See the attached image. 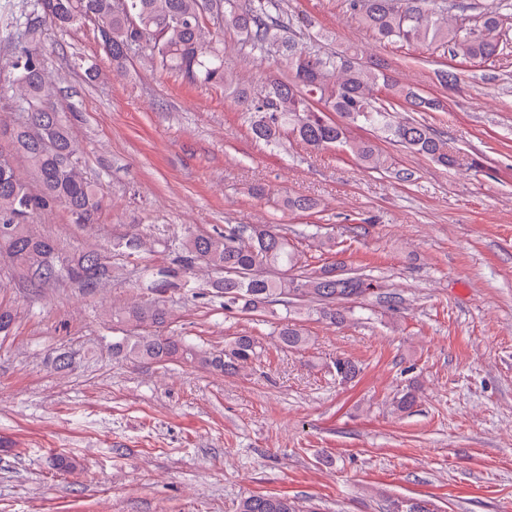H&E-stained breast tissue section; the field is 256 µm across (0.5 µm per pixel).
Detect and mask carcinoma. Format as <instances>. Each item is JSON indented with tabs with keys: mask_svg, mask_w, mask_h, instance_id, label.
I'll return each instance as SVG.
<instances>
[{
	"mask_svg": "<svg viewBox=\"0 0 512 512\" xmlns=\"http://www.w3.org/2000/svg\"><path fill=\"white\" fill-rule=\"evenodd\" d=\"M40 18L62 29L86 22L97 30L104 50L116 68L142 57L156 70L175 72L191 84L224 87L249 115L251 134L265 146L278 149L292 135L315 150L341 149L365 170L377 172L387 159L367 139L350 135L353 127L378 128L402 147L429 156L449 168L458 158L432 129L417 120L395 122L391 114L407 106L425 112L434 100L403 84L381 59L363 61L350 49L321 52L282 31L293 20L280 19L279 0H37ZM347 10L383 43L446 44L454 58L489 60L500 51L496 16H484L473 27L448 19L443 0H347ZM31 21H15L8 33L14 44L9 66L12 79L0 87L27 113L25 123L10 128L0 146V231L13 248L15 265L31 288L69 280L92 290L116 278L119 268L102 251L62 253L53 239L40 234L34 219L56 204L65 206L81 224H91L103 197L85 177L66 124L55 108V80L42 55L28 45ZM234 29L242 48L252 55L273 54L283 72L254 91L237 82L224 61V28ZM24 158L36 172L41 191L32 193L16 171L13 156ZM290 211H312L318 202L305 196L282 199ZM146 233L130 230L112 250L132 256L143 246ZM180 262L189 271L198 265L212 274L208 287L224 298V310L277 314L276 335L288 349L308 343L304 317L317 315L332 325L345 323L359 301L371 296L391 308L400 297L378 281L352 272L343 262L310 268L279 224H226L224 231L189 234L179 241ZM265 266L274 274L263 279L231 278L230 270ZM148 288L155 296L135 300L112 311V320L125 334L112 338V356L132 362L194 361L221 372H232L259 358L262 345L250 335L207 352L178 336L165 334L170 312L158 295L187 287L180 271L150 269ZM342 382L354 379L359 367L348 357L333 364ZM418 387L409 385L394 400L399 412L410 410ZM239 512H304L294 500L277 494L244 498ZM386 512H437L429 500L395 498Z\"/></svg>",
	"mask_w": 512,
	"mask_h": 512,
	"instance_id": "carcinoma-1",
	"label": "carcinoma"
}]
</instances>
